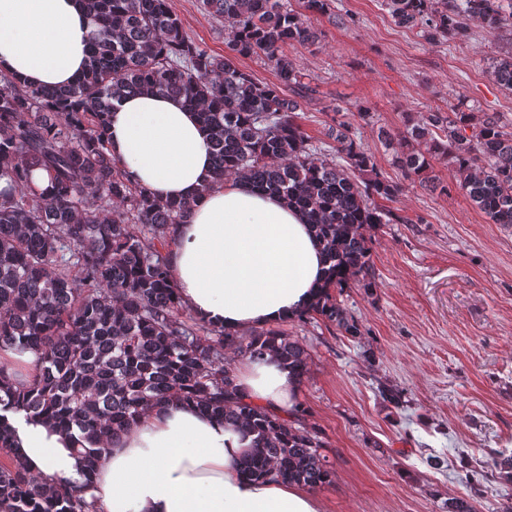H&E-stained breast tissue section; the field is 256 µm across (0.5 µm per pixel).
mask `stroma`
I'll return each mask as SVG.
<instances>
[{
  "mask_svg": "<svg viewBox=\"0 0 512 512\" xmlns=\"http://www.w3.org/2000/svg\"><path fill=\"white\" fill-rule=\"evenodd\" d=\"M169 5L210 54L275 82L267 60L232 55L224 24L200 0ZM335 6L340 22L314 17L318 41L288 49L313 90L295 120L332 162L330 130L338 113L351 114L364 148L401 187L390 207L402 221L372 233V291L355 285L342 298L361 336L318 319L283 325L310 352L301 420L334 469L315 494L324 512H448L449 499L472 494L479 512H512V477L492 466L512 453V225L489 223L447 163L433 168L446 192L405 177L384 141L403 136L406 117L451 108L496 113L512 131V90L492 75L493 59L512 53V25L491 33L471 18L468 38L430 44L396 25L382 0ZM385 387L400 405L383 401ZM466 456L480 478L462 468Z\"/></svg>",
  "mask_w": 512,
  "mask_h": 512,
  "instance_id": "obj_1",
  "label": "stroma"
}]
</instances>
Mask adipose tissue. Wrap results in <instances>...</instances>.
Here are the masks:
<instances>
[{"label":"adipose tissue","mask_w":512,"mask_h":512,"mask_svg":"<svg viewBox=\"0 0 512 512\" xmlns=\"http://www.w3.org/2000/svg\"><path fill=\"white\" fill-rule=\"evenodd\" d=\"M90 19L80 0H0V72L32 84L74 83L88 58ZM113 157L132 182L163 199L190 202L176 225L167 264L194 316L229 331L285 320L306 306L326 263L308 224L280 196L232 177L202 192L212 172L209 139L181 100L137 95L114 104ZM241 394L292 412L297 378L276 359L236 370ZM15 445L35 475L80 480L83 462L67 432L9 414ZM253 436L171 400L113 439L95 475L105 512H323L300 484L243 480L238 463Z\"/></svg>","instance_id":"obj_1"}]
</instances>
